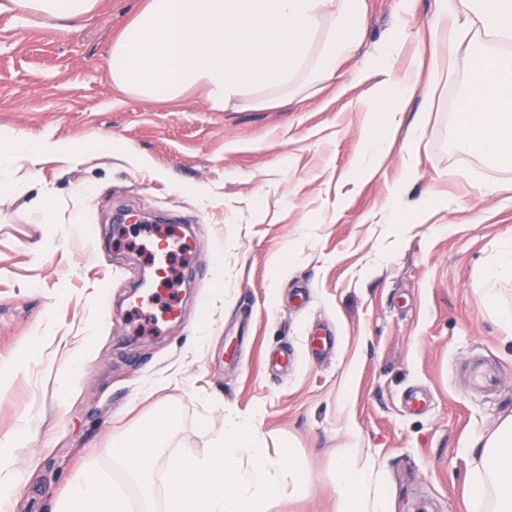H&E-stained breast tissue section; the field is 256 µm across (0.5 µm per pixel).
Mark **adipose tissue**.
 I'll return each mask as SVG.
<instances>
[{"instance_id":"ef3b65f1","label":"adipose tissue","mask_w":512,"mask_h":512,"mask_svg":"<svg viewBox=\"0 0 512 512\" xmlns=\"http://www.w3.org/2000/svg\"><path fill=\"white\" fill-rule=\"evenodd\" d=\"M98 0H0V8L40 19L75 22ZM364 0H143L109 52L117 88L149 101H174L202 91L223 112L274 101L292 102L333 81L339 60L366 40ZM437 42L467 64L470 80L458 107L463 137L512 166V0H437ZM375 109L386 130L399 131L412 96V73L389 80ZM22 140L29 161L63 155L72 165L84 152L61 150L44 135L18 138L0 131V191L22 192L8 144ZM480 463L470 493L476 512H512V416L475 447ZM337 512H388L374 464L361 449L337 468Z\"/></svg>"}]
</instances>
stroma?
I'll return each mask as SVG.
<instances>
[{
    "label": "stroma",
    "instance_id": "35a3bbf8",
    "mask_svg": "<svg viewBox=\"0 0 512 512\" xmlns=\"http://www.w3.org/2000/svg\"><path fill=\"white\" fill-rule=\"evenodd\" d=\"M139 5L99 0L65 31L0 13V130L89 150L77 166L44 158L25 193L0 195V436L29 477L15 512H52L89 464L137 498L106 450L159 405L177 408L170 444L190 456L228 415L259 412L262 447H291L307 475L275 512H336V463L354 447L377 462L390 512H469L467 449L512 414V279L495 272L512 168L456 129L464 66L417 141L427 82L392 135L364 123L381 89L358 78L399 22L413 38L390 76L429 63L436 0H365L367 39L334 81L227 112L197 91L159 103L113 87L108 53ZM373 140L383 157L358 173ZM45 188L48 222L29 207ZM419 198L434 202L419 223H394ZM121 211L193 240L182 318L159 334L129 328L145 260L112 221ZM76 215L93 238L72 232ZM474 358L501 372L496 391L472 384ZM411 390L427 391L424 411L403 407Z\"/></svg>",
    "mask_w": 512,
    "mask_h": 512
}]
</instances>
